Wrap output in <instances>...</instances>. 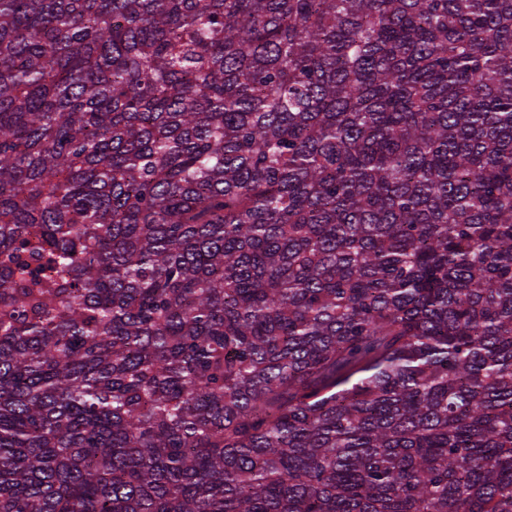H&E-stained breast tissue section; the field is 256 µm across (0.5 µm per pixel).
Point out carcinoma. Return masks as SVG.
I'll use <instances>...</instances> for the list:
<instances>
[{
    "mask_svg": "<svg viewBox=\"0 0 512 512\" xmlns=\"http://www.w3.org/2000/svg\"><path fill=\"white\" fill-rule=\"evenodd\" d=\"M0 512H512V0H0Z\"/></svg>",
    "mask_w": 512,
    "mask_h": 512,
    "instance_id": "1",
    "label": "carcinoma"
}]
</instances>
